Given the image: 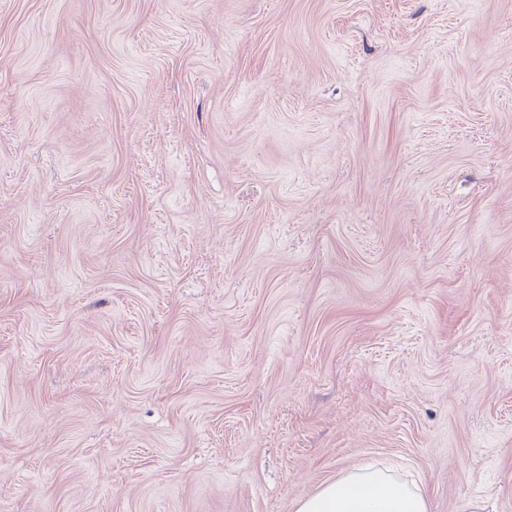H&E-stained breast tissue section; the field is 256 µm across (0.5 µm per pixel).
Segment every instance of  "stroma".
<instances>
[{
    "label": "stroma",
    "instance_id": "stroma-1",
    "mask_svg": "<svg viewBox=\"0 0 512 512\" xmlns=\"http://www.w3.org/2000/svg\"><path fill=\"white\" fill-rule=\"evenodd\" d=\"M512 512V0H0V512ZM296 512H429V504L417 486L366 467L324 485L300 501Z\"/></svg>",
    "mask_w": 512,
    "mask_h": 512
}]
</instances>
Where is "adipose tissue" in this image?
Returning a JSON list of instances; mask_svg holds the SVG:
<instances>
[{
  "instance_id": "1",
  "label": "adipose tissue",
  "mask_w": 512,
  "mask_h": 512,
  "mask_svg": "<svg viewBox=\"0 0 512 512\" xmlns=\"http://www.w3.org/2000/svg\"><path fill=\"white\" fill-rule=\"evenodd\" d=\"M296 512H429V504L420 488L366 467L324 485L300 501Z\"/></svg>"
}]
</instances>
